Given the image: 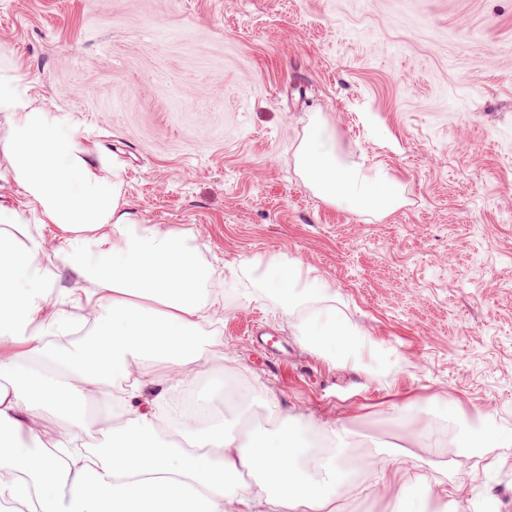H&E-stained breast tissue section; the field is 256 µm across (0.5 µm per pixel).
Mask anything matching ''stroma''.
<instances>
[{
	"label": "stroma",
	"mask_w": 512,
	"mask_h": 512,
	"mask_svg": "<svg viewBox=\"0 0 512 512\" xmlns=\"http://www.w3.org/2000/svg\"><path fill=\"white\" fill-rule=\"evenodd\" d=\"M0 46L118 171L130 212L213 268L224 322L202 324L190 383L235 384L242 401L213 400L226 418L293 416L317 443L352 430L374 491L341 492V512H391L390 451L433 502L462 484L465 512H512V447H456L480 414L512 432V0H0ZM316 115L391 171L403 206L355 213L305 186L296 151ZM12 232L40 236L53 307L78 319L64 235ZM274 258L335 291L374 345L360 364L305 342L316 304L288 314L254 293L243 262ZM259 326L291 367H271Z\"/></svg>",
	"instance_id": "stroma-1"
}]
</instances>
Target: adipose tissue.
I'll return each mask as SVG.
<instances>
[{
  "label": "adipose tissue",
  "instance_id": "ef3b65f1",
  "mask_svg": "<svg viewBox=\"0 0 512 512\" xmlns=\"http://www.w3.org/2000/svg\"><path fill=\"white\" fill-rule=\"evenodd\" d=\"M0 112V158L25 199L19 209L0 196V512H326L353 485L349 429L336 428L330 455L299 420L242 435L223 415L183 410L173 376L202 358L199 323L210 306L200 286L212 269L180 234L124 208L119 174L97 168L68 115L30 97L11 66L0 67ZM297 162L306 186L350 211L383 216L402 202L389 170L337 148L320 118ZM26 212L66 235L65 262L94 285L82 297L95 313L83 343L45 338L67 322L36 261L41 241L10 232ZM87 235L102 247L98 260L75 248ZM253 284L276 291L287 312L331 298L322 278L290 261L269 263ZM304 334L344 359L362 344L332 316L312 319ZM98 403L105 440L94 444L86 412Z\"/></svg>",
  "mask_w": 512,
  "mask_h": 512
}]
</instances>
